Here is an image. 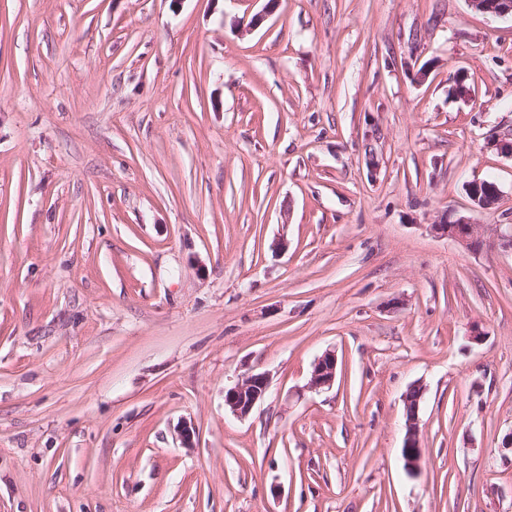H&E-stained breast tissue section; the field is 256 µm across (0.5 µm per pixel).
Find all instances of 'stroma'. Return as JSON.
I'll return each mask as SVG.
<instances>
[{"label":"stroma","mask_w":512,"mask_h":512,"mask_svg":"<svg viewBox=\"0 0 512 512\" xmlns=\"http://www.w3.org/2000/svg\"><path fill=\"white\" fill-rule=\"evenodd\" d=\"M510 131L466 0H0V512H512ZM432 228L436 234L450 238L468 250L475 251L482 243L481 226L473 224L466 216L445 214ZM336 378V355L325 352L314 363L309 388L320 390L331 387ZM269 387L267 373H251L225 390L224 404L237 417L248 416L264 397ZM421 395L413 397L411 390L407 391L404 396L405 414H406V435L403 451L404 464L406 470L414 473L418 470L422 457L421 440L419 436V428L417 424V410Z\"/></svg>","instance_id":"1"}]
</instances>
